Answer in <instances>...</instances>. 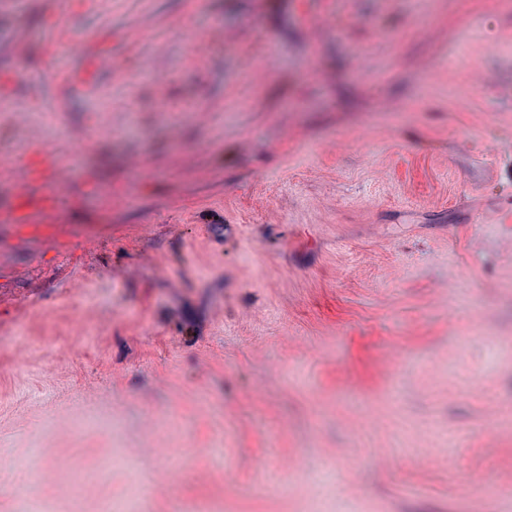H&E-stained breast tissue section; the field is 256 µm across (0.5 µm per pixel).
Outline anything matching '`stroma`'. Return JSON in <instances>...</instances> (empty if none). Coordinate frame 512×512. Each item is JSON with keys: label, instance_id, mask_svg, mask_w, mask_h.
Returning <instances> with one entry per match:
<instances>
[{"label": "stroma", "instance_id": "obj_1", "mask_svg": "<svg viewBox=\"0 0 512 512\" xmlns=\"http://www.w3.org/2000/svg\"><path fill=\"white\" fill-rule=\"evenodd\" d=\"M0 336V512H512V0H0Z\"/></svg>", "mask_w": 512, "mask_h": 512}]
</instances>
